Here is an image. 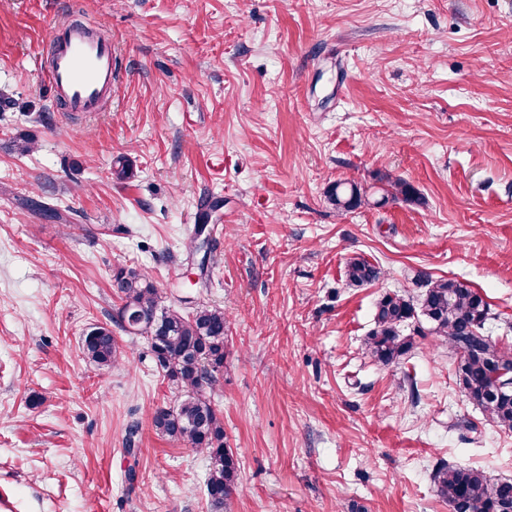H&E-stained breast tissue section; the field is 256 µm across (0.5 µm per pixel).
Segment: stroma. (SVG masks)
<instances>
[{"label":"stroma","mask_w":512,"mask_h":512,"mask_svg":"<svg viewBox=\"0 0 512 512\" xmlns=\"http://www.w3.org/2000/svg\"><path fill=\"white\" fill-rule=\"evenodd\" d=\"M59 22L112 37L100 111L53 101ZM0 102V512H210L208 458L152 425L175 396L146 340L116 331L109 368L82 355L121 268L229 321L231 512H448L438 462L512 478V430L458 389L447 342L413 321L401 363L363 346L381 296L443 277L512 347V0H0ZM386 174L421 204L327 200ZM357 255L378 281L348 285ZM328 200L336 210L345 211L369 204L366 190L348 179L338 180L331 185Z\"/></svg>","instance_id":"35a3bbf8"}]
</instances>
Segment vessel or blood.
<instances>
[{
  "instance_id": "obj_1",
  "label": "vessel or blood",
  "mask_w": 512,
  "mask_h": 512,
  "mask_svg": "<svg viewBox=\"0 0 512 512\" xmlns=\"http://www.w3.org/2000/svg\"><path fill=\"white\" fill-rule=\"evenodd\" d=\"M57 104L69 112H96L112 93V40L77 26L58 29L45 68Z\"/></svg>"
}]
</instances>
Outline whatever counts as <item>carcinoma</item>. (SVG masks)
Segmentation results:
<instances>
[{
  "mask_svg": "<svg viewBox=\"0 0 512 512\" xmlns=\"http://www.w3.org/2000/svg\"><path fill=\"white\" fill-rule=\"evenodd\" d=\"M377 205L389 195L414 202L417 190L407 181L386 177ZM329 202L338 210H351L369 203L366 190L344 179L331 185ZM349 284L363 286L380 277V270L363 257L347 263ZM112 287L122 301L115 323L124 332L144 336L156 365L179 400L174 406H158L152 414L157 431L173 441L206 453L211 469L205 483L211 512H224L236 489L238 463L224 445V416L211 399L210 390L224 371L227 319L218 306L197 304L188 313L161 306V295L150 277L135 270L119 269ZM423 317L429 331L443 338L458 355L456 384L485 416L499 427L512 429V392L500 393L492 385L490 364L497 359L512 362V349L499 347L484 332L489 305L482 295L456 279L430 280L418 303L399 295H385L376 304L374 328L366 349L382 365H390L410 354L411 337L401 334L407 321ZM86 359L99 367H110L121 357L112 329L95 325L82 336ZM438 497L455 512H512V479L490 481L477 468L443 464L431 472Z\"/></svg>",
  "mask_w": 512,
  "mask_h": 512,
  "instance_id": "obj_1",
  "label": "carcinoma"
}]
</instances>
